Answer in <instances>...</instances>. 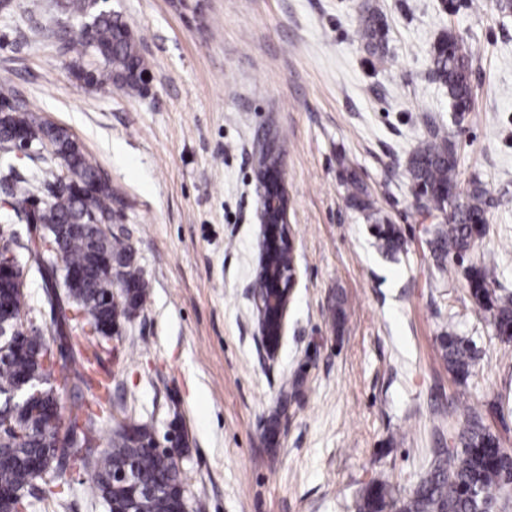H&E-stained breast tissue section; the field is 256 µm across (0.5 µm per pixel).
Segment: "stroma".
Instances as JSON below:
<instances>
[{
    "label": "stroma",
    "instance_id": "stroma-1",
    "mask_svg": "<svg viewBox=\"0 0 512 512\" xmlns=\"http://www.w3.org/2000/svg\"><path fill=\"white\" fill-rule=\"evenodd\" d=\"M483 2L449 14L440 0H109L149 65L139 95L78 79L90 58L61 49L56 0L0 9V77L107 176L112 231L150 283L102 362L112 406L101 434L132 417L162 441L180 422L186 497L204 512H354L374 480L409 492L433 449L454 447L466 406L512 448V342L495 336L466 279L489 257L512 293V205L490 208L480 246L438 268L435 219L406 168L431 122L456 145L457 202L476 180L512 197V15ZM368 7L388 24L380 57L355 37ZM447 30L477 51L461 115L429 76L427 50ZM268 134L296 269L272 357L251 294L262 240L254 151ZM346 167L399 231L395 256L349 206ZM0 235L18 241L28 317L49 329L30 226L0 224ZM450 328L477 350L462 382L440 344Z\"/></svg>",
    "mask_w": 512,
    "mask_h": 512
}]
</instances>
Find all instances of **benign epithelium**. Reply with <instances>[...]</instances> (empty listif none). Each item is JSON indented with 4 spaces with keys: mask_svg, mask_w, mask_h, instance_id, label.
<instances>
[{
    "mask_svg": "<svg viewBox=\"0 0 512 512\" xmlns=\"http://www.w3.org/2000/svg\"><path fill=\"white\" fill-rule=\"evenodd\" d=\"M262 198L266 205L261 209L262 250L260 268L267 267L269 258L283 247L294 250V239L288 225V195L282 179L281 166H276L258 175ZM11 277L18 288L26 285V275L20 271L17 255L13 252L0 258V278ZM295 287V279H290L288 285L269 275L270 299H256V309L259 313V330L264 349L269 355H274L281 335H283V320L288 308L290 297Z\"/></svg>",
    "mask_w": 512,
    "mask_h": 512,
    "instance_id": "obj_1",
    "label": "benign epithelium"
}]
</instances>
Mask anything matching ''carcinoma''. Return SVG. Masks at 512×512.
I'll use <instances>...</instances> for the list:
<instances>
[{
    "instance_id": "1",
    "label": "carcinoma",
    "mask_w": 512,
    "mask_h": 512,
    "mask_svg": "<svg viewBox=\"0 0 512 512\" xmlns=\"http://www.w3.org/2000/svg\"><path fill=\"white\" fill-rule=\"evenodd\" d=\"M62 11L73 18L91 19L80 27L77 41L88 48L100 66L80 68L77 77L89 85L117 86L140 94L147 86V62L132 29L121 15L106 10L98 0H59ZM386 23L367 8L361 16L358 38L372 56L384 54ZM429 75L447 89L454 111L468 112L472 103V53L448 30L428 51ZM0 82V192L11 210L0 215V224L18 219L59 236V250L39 253L29 237L41 279L44 300L50 306L52 329L45 333L33 322L16 326L25 310V293L0 283V332L22 336L19 348L0 341V512H31L34 502L50 504L61 499L71 471L93 466L87 495L111 504L109 512H177L187 506L183 478L174 454L149 448L154 433L148 423L130 419L112 429L107 447L95 414L84 393L95 404L111 399L112 383L100 375L99 342L94 326H113L132 318L149 297V282L137 264L128 240L119 234L97 235L90 223H112V187L99 167L62 127L37 120L6 91ZM21 129L37 148L52 144L51 158L68 173L70 185L57 187V175L42 154L30 160L41 166L19 169L8 136ZM458 166L455 144L437 125L408 159L407 172L417 197L429 212L444 216L434 225L429 245L434 257L463 259L486 234V213L499 201L489 197L479 183L469 200L457 204L450 195L456 187ZM344 183L349 203L377 225L379 250L393 256L402 247L399 233L383 223L375 201L357 174L346 170ZM83 272L81 284L64 292L50 285L57 269ZM471 296L490 313L494 327L505 340L512 339V295L496 292V268L483 259L467 269ZM449 370L460 379L470 375L476 350L464 336L450 331L441 337ZM67 373L56 378L57 359ZM81 423L80 438L68 442L61 433ZM458 446L437 448L433 460L415 488L401 494L384 481L369 483L355 503V512H508L512 507V450L472 411L464 416ZM130 469L134 477L119 482L115 474Z\"/></svg>"
}]
</instances>
